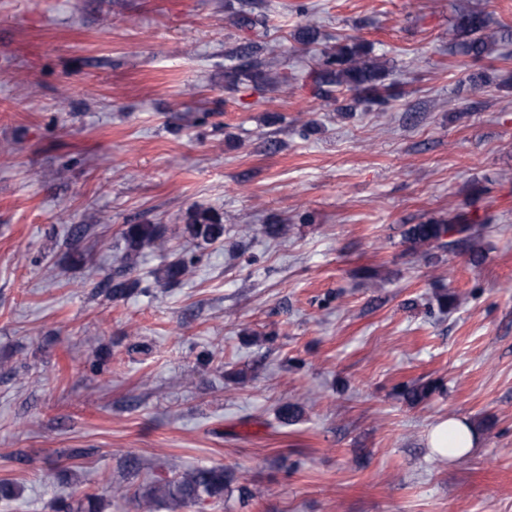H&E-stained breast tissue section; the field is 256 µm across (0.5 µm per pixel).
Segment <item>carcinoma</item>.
<instances>
[{
  "label": "carcinoma",
  "mask_w": 512,
  "mask_h": 512,
  "mask_svg": "<svg viewBox=\"0 0 512 512\" xmlns=\"http://www.w3.org/2000/svg\"><path fill=\"white\" fill-rule=\"evenodd\" d=\"M487 28L485 16L480 12H467L458 15L449 29L452 44L463 55L474 59L482 58L491 50L492 39L484 34ZM370 50L366 43L350 37L330 52L323 53L321 68L311 74L317 94L323 97L333 95V90L348 91L354 103L371 102L382 104L385 69L376 60L369 57ZM248 48L240 50L237 67L228 72L232 81L243 75L263 85L268 79L259 71H253L247 61ZM473 225L461 224L452 218L446 222L412 224L404 232V240L415 252L431 246L453 249L474 238ZM190 239L211 242L224 235V224L221 218L207 210L195 211L189 217L184 228ZM163 234L159 224H130L124 231V259L127 268L132 270L143 249L154 243ZM450 241H444V238ZM191 272L190 266L184 261L168 264L159 279L167 284H176L180 278ZM139 286V280L126 276L113 277L108 281L109 295L114 299L131 295ZM233 476L222 467H197L172 479L158 478L142 486L139 495V507L145 512H154V508L166 505L174 508L188 507L202 502L222 501L228 491ZM56 512H100L98 498L87 495L73 505L62 501Z\"/></svg>",
  "instance_id": "obj_1"
}]
</instances>
